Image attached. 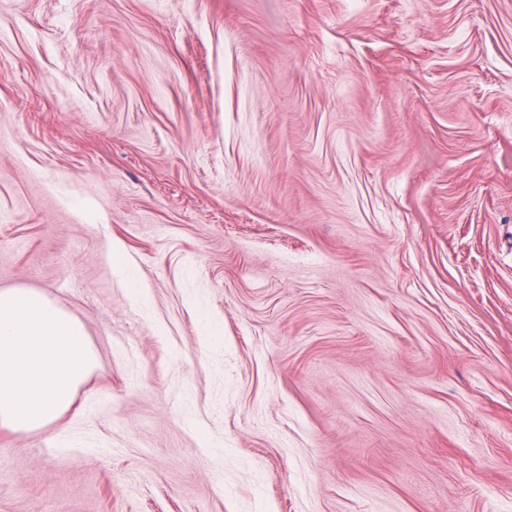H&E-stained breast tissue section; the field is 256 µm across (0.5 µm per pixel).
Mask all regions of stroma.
Listing matches in <instances>:
<instances>
[{"instance_id":"1","label":"stroma","mask_w":512,"mask_h":512,"mask_svg":"<svg viewBox=\"0 0 512 512\" xmlns=\"http://www.w3.org/2000/svg\"><path fill=\"white\" fill-rule=\"evenodd\" d=\"M5 288L0 512H512V0H0Z\"/></svg>"}]
</instances>
